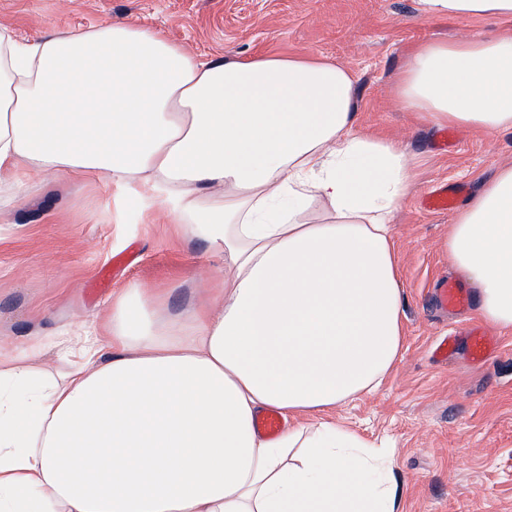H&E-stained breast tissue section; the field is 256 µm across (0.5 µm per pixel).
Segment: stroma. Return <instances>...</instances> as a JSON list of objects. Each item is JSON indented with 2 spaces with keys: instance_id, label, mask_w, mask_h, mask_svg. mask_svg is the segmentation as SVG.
I'll use <instances>...</instances> for the list:
<instances>
[{
  "instance_id": "obj_1",
  "label": "stroma",
  "mask_w": 512,
  "mask_h": 512,
  "mask_svg": "<svg viewBox=\"0 0 512 512\" xmlns=\"http://www.w3.org/2000/svg\"><path fill=\"white\" fill-rule=\"evenodd\" d=\"M108 21L156 27L205 61L316 57L351 73L359 131L406 151L412 186L392 229L405 300L401 356L378 390L336 416L392 453L402 512H512V328L485 323L474 307L446 318L434 309L433 282L457 273L442 247L456 216L423 206L445 183L474 195L496 165L512 162V130L459 126L441 149L439 126L403 109L396 95L415 48L494 38L502 24L428 17L418 0H0V29L22 39ZM27 187L25 202L0 200V348L39 337L36 362L54 373L67 370L55 347L60 336L107 312L121 288L169 289L175 311L224 276L206 243L186 247L174 225L124 216L111 189L38 172ZM127 251L131 264L109 287H95L98 270ZM474 325L497 342L481 363L470 361L463 337ZM452 332L458 351L439 361L434 345Z\"/></svg>"
}]
</instances>
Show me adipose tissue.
Segmentation results:
<instances>
[{
    "label": "adipose tissue",
    "mask_w": 512,
    "mask_h": 512,
    "mask_svg": "<svg viewBox=\"0 0 512 512\" xmlns=\"http://www.w3.org/2000/svg\"><path fill=\"white\" fill-rule=\"evenodd\" d=\"M512 19V0H420ZM400 104L437 125L512 129V31L417 48ZM354 81L310 58L201 62L162 31L104 23L28 42L0 30V192L62 172L165 214L224 261L170 314L136 285L59 345L0 357V512H399L390 455L323 411L376 390L403 341L391 221L406 153L356 130ZM322 202L326 221L306 209ZM488 322L512 328V165L444 243ZM278 411L275 440L256 429Z\"/></svg>",
    "instance_id": "obj_1"
}]
</instances>
